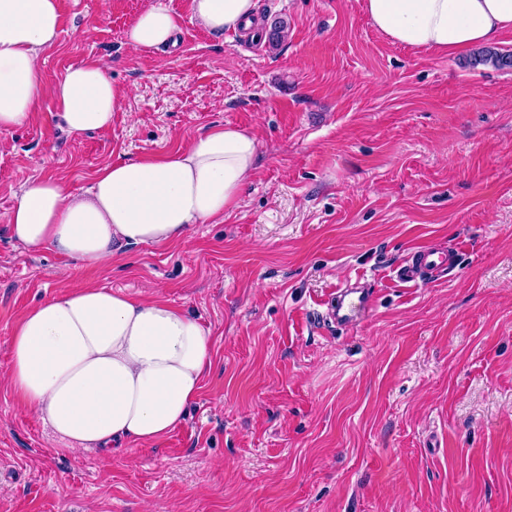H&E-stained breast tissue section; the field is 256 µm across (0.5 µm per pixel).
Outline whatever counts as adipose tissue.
Segmentation results:
<instances>
[{"label": "adipose tissue", "instance_id": "adipose-tissue-1", "mask_svg": "<svg viewBox=\"0 0 512 512\" xmlns=\"http://www.w3.org/2000/svg\"><path fill=\"white\" fill-rule=\"evenodd\" d=\"M209 32L251 31L258 0H188ZM391 42L456 57L512 33V0H362ZM180 15L151 0L127 29L135 49L174 43ZM59 0H0V134L27 122L44 95L72 133L107 129L123 105L109 65L94 59L45 86L40 53L58 37ZM258 142L217 126L188 148L103 163L84 194L59 180H27L8 224L13 240L51 247L85 267L111 261L118 245L186 240L191 225L234 209L257 170ZM208 329L161 299L87 286L63 289L31 308L10 337L0 371L15 397L74 450L108 459L132 443L162 440L185 420L210 361Z\"/></svg>", "mask_w": 512, "mask_h": 512}]
</instances>
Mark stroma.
<instances>
[{
    "instance_id": "obj_1",
    "label": "stroma",
    "mask_w": 512,
    "mask_h": 512,
    "mask_svg": "<svg viewBox=\"0 0 512 512\" xmlns=\"http://www.w3.org/2000/svg\"><path fill=\"white\" fill-rule=\"evenodd\" d=\"M149 0H59L46 84L106 60L109 129L73 136L51 97L0 136V370L16 321L65 287L150 293L200 318L212 365L184 423L111 460L59 451L0 382V512H512V69L391 43L361 0H260L280 46L214 34L187 0L176 47L124 32ZM233 125L259 145L238 207L187 240L83 268L18 246L34 177L85 191L105 162ZM456 256L418 283L412 249ZM348 327L322 322L354 282ZM336 304H332L331 314H325V320L331 323L351 324L359 321L370 309L372 294L358 291L356 288L338 289Z\"/></svg>"
}]
</instances>
